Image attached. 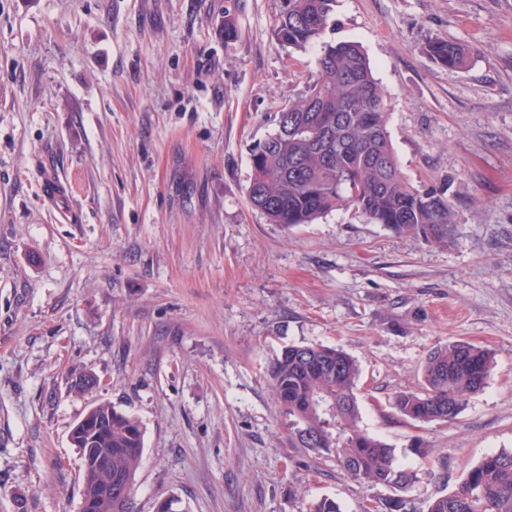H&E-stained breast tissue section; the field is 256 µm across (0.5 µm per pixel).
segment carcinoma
Instances as JSON below:
<instances>
[{
  "instance_id": "1",
  "label": "carcinoma",
  "mask_w": 512,
  "mask_h": 512,
  "mask_svg": "<svg viewBox=\"0 0 512 512\" xmlns=\"http://www.w3.org/2000/svg\"><path fill=\"white\" fill-rule=\"evenodd\" d=\"M335 3L286 0L279 16L275 34L283 45H320L318 72L305 96L279 112L276 131L251 150L248 203L268 223L287 227L351 204L375 224L446 247L459 231L453 202L405 180L387 129V94L366 54L354 41L319 43ZM427 52L450 69L464 68L471 57L468 47L451 41L432 42ZM493 359L492 350L469 342L439 345L426 359L421 389L399 393L393 407L414 422L453 421L486 386ZM268 375L292 442L334 456L363 484L416 481L391 445L359 425L357 359L322 344H292L272 360ZM92 409L112 416V430L91 447L112 449V478L135 481L143 455L140 422L108 402ZM427 512H512V450L485 456Z\"/></svg>"
}]
</instances>
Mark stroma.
Returning a JSON list of instances; mask_svg holds the SVG:
<instances>
[{
    "label": "stroma",
    "mask_w": 512,
    "mask_h": 512,
    "mask_svg": "<svg viewBox=\"0 0 512 512\" xmlns=\"http://www.w3.org/2000/svg\"><path fill=\"white\" fill-rule=\"evenodd\" d=\"M284 6L0 0V512H80L70 432L99 402L143 429L136 512H381L394 490L290 443L268 376L289 344L358 359L362 427L418 473L410 512L512 449V0H337L323 35L368 56L408 182L445 186V248L351 206L289 228L249 206L251 148L317 73L275 35ZM434 40L471 45L467 68ZM455 341L494 350L485 388L403 420L395 395ZM426 51L437 63L450 69L464 68L471 57L468 47L451 41L432 42Z\"/></svg>",
    "instance_id": "obj_1"
}]
</instances>
